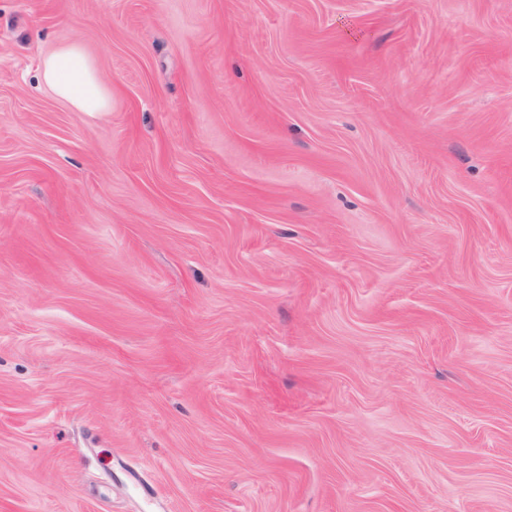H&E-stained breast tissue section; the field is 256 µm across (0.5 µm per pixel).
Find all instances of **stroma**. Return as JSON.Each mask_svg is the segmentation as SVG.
Returning a JSON list of instances; mask_svg holds the SVG:
<instances>
[{
	"mask_svg": "<svg viewBox=\"0 0 512 512\" xmlns=\"http://www.w3.org/2000/svg\"><path fill=\"white\" fill-rule=\"evenodd\" d=\"M0 512H512V0H0ZM43 83L75 112H102L109 94L80 43L63 45L40 61Z\"/></svg>",
	"mask_w": 512,
	"mask_h": 512,
	"instance_id": "1",
	"label": "stroma"
}]
</instances>
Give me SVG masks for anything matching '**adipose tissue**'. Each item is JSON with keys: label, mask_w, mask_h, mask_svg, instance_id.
I'll use <instances>...</instances> for the list:
<instances>
[{"label": "adipose tissue", "mask_w": 512, "mask_h": 512, "mask_svg": "<svg viewBox=\"0 0 512 512\" xmlns=\"http://www.w3.org/2000/svg\"><path fill=\"white\" fill-rule=\"evenodd\" d=\"M43 83L76 112H102L109 94L80 43L63 45L40 61Z\"/></svg>", "instance_id": "adipose-tissue-1"}]
</instances>
